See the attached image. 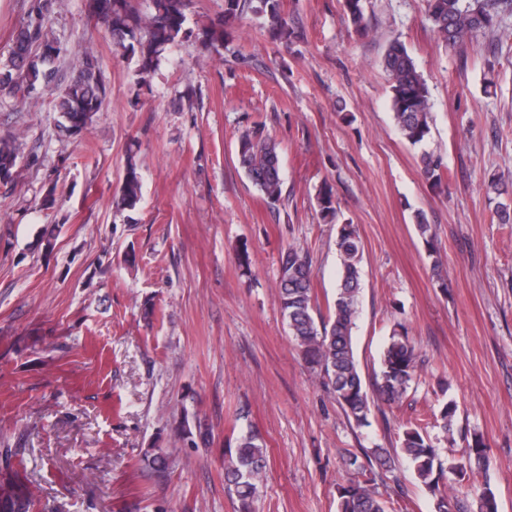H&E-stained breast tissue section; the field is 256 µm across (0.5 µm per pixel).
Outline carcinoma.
<instances>
[{
	"label": "carcinoma",
	"mask_w": 512,
	"mask_h": 512,
	"mask_svg": "<svg viewBox=\"0 0 512 512\" xmlns=\"http://www.w3.org/2000/svg\"><path fill=\"white\" fill-rule=\"evenodd\" d=\"M151 11L140 14L132 0H90L91 14L112 33L113 44L121 57L135 64L136 86L150 87L149 78L158 67L166 49L180 40L192 39L208 52L220 53L227 43V27L246 13L263 20L270 40L289 46L300 37V31L282 15L281 0H224L223 16L197 30L186 27L187 0H150ZM366 0H344V7L355 32L367 28ZM52 0H31L26 17L16 30L10 55L0 63V90L25 100L42 97L58 88L54 111L58 114V136L80 135L92 117L105 105L107 86L97 58L86 52L72 63V76L61 83L58 63L67 56L62 41L49 35L48 18ZM427 16L438 38L448 47L473 41L487 30L512 17V0H427ZM389 76L391 111L402 138L412 146L423 145L430 132L432 104L428 87L418 72L406 47L398 40L389 42L382 58ZM23 152L11 138L0 137V184L7 186L18 176ZM237 162L246 178L274 205L283 196L284 181L276 143L255 124L244 130L237 150ZM447 166L443 158L424 151L420 156L422 177L432 183L442 181ZM142 191V176L134 157H129L123 181L116 195L117 206L136 210ZM324 218H338V209L330 185L316 194ZM416 229L425 243L433 268L439 267L435 234L427 214L417 211ZM336 250L340 271L336 298L328 306V320L315 317L314 273L310 257L303 249L288 246L281 252L277 297L290 334L306 362L321 383L336 399L346 418L358 425L368 423L371 408L400 404L415 379L418 365L415 346L402 324L394 326L381 356V370L367 390L358 369L353 345V329L358 315L361 290L360 264L362 243L357 227L339 225ZM182 440L197 436L203 444L210 433L202 425L190 426L188 419L176 427ZM399 448L416 478L434 502V512H448L445 468L437 448L431 443L426 425L411 424L399 435ZM346 468L353 473L350 483L341 488L336 512H396L394 502L378 491L370 477L371 459L346 451ZM142 461L156 472L169 469L166 453L160 448H147ZM488 462L484 439L474 435L466 445V462L456 466L460 476L467 473L466 464ZM267 467L264 440L248 425L235 438V445L224 449V481L235 494L240 512H252L253 500ZM31 503L13 485L0 484V512H30ZM479 512H498L496 494L490 481H485L479 494Z\"/></svg>",
	"instance_id": "cac0c4a2"
}]
</instances>
